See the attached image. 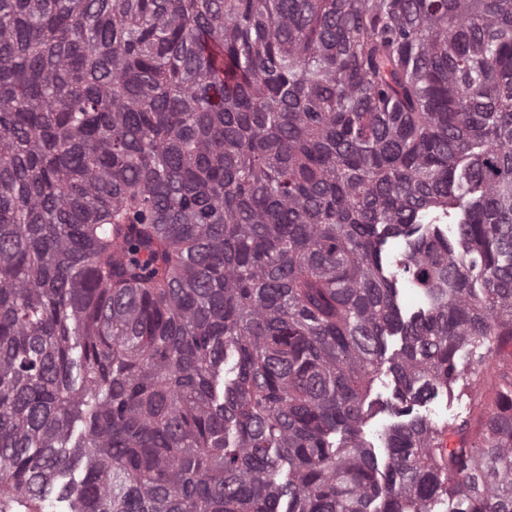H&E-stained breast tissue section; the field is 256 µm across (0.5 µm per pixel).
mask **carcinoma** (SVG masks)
Returning <instances> with one entry per match:
<instances>
[{
  "mask_svg": "<svg viewBox=\"0 0 512 512\" xmlns=\"http://www.w3.org/2000/svg\"><path fill=\"white\" fill-rule=\"evenodd\" d=\"M58 497L512 512V0H0V512ZM405 249L402 239L390 240L386 245L385 259L397 279V303L403 318L426 309V298L420 288H417L411 279L402 271L401 258ZM469 407L466 395H439L422 406H416L415 412L426 416L432 422L443 424L453 421L459 415H465ZM394 420L395 419L390 416L388 412H379L368 418L364 427L367 437L375 444V452L380 464V468H382L385 462V452L384 448H378L381 447L380 441L378 440V435H380L386 425L390 424Z\"/></svg>",
  "mask_w": 512,
  "mask_h": 512,
  "instance_id": "carcinoma-1",
  "label": "carcinoma"
}]
</instances>
